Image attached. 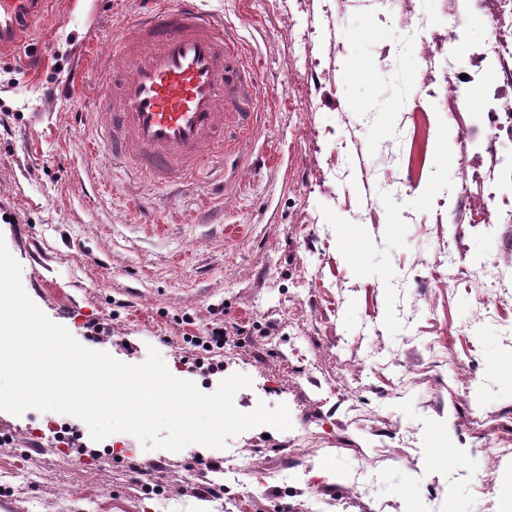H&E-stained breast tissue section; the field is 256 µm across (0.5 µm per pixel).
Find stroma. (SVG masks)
I'll use <instances>...</instances> for the list:
<instances>
[{
	"label": "stroma",
	"instance_id": "35a3bbf8",
	"mask_svg": "<svg viewBox=\"0 0 512 512\" xmlns=\"http://www.w3.org/2000/svg\"><path fill=\"white\" fill-rule=\"evenodd\" d=\"M201 5L258 62L249 140L214 154L223 182L160 189L87 164L113 35L153 0H50L38 63L0 53V238L30 298L84 347L130 365L156 349L205 394L249 375L236 409L283 404L292 427L179 451L126 433L125 452L107 438L79 456L57 430L88 435L82 420L0 410V512H284L312 494L320 512H512V221L475 227L454 208L463 172L491 163L460 143L486 127L441 111L445 73L418 96L414 0ZM488 273L500 287L481 313ZM213 323L231 334L205 373L184 339ZM236 456L251 475L212 497Z\"/></svg>",
	"mask_w": 512,
	"mask_h": 512
}]
</instances>
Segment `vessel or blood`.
I'll return each instance as SVG.
<instances>
[{
  "instance_id": "b4317fda",
  "label": "vessel or blood",
  "mask_w": 512,
  "mask_h": 512,
  "mask_svg": "<svg viewBox=\"0 0 512 512\" xmlns=\"http://www.w3.org/2000/svg\"><path fill=\"white\" fill-rule=\"evenodd\" d=\"M48 0H0V51L28 43ZM254 66L223 21L180 0L125 25L99 96L98 152L130 160L157 187L212 169V150L237 149L257 99Z\"/></svg>"
}]
</instances>
